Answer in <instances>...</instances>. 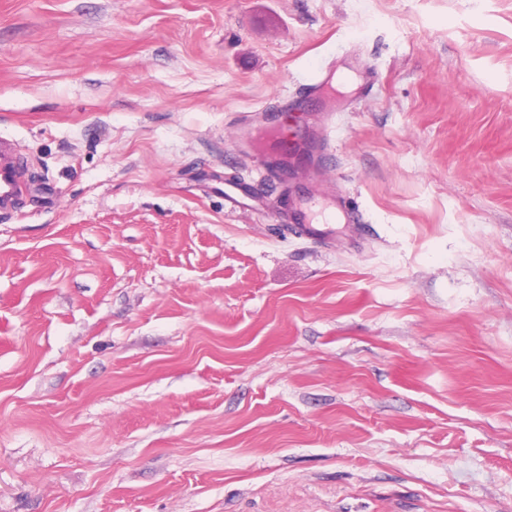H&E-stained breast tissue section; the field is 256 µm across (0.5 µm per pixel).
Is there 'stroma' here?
<instances>
[{
	"label": "stroma",
	"mask_w": 512,
	"mask_h": 512,
	"mask_svg": "<svg viewBox=\"0 0 512 512\" xmlns=\"http://www.w3.org/2000/svg\"><path fill=\"white\" fill-rule=\"evenodd\" d=\"M0 136V512H512V0H0ZM275 137L277 142L273 147L275 153L274 161L269 162L266 158H263V160L271 172L275 176H279L277 165L288 163L289 159L294 158L297 154H301L308 147V142L292 138L288 139V136L283 139L280 131L276 133ZM23 161L13 143L0 139V212L15 209L25 193L19 170ZM246 200L248 202H246ZM263 203V198L254 194L237 184H226L224 186V208L228 211L259 210ZM353 216L336 202V198L325 199L316 193H307L296 201L291 224L305 234H316L313 224H351Z\"/></svg>",
	"instance_id": "stroma-1"
}]
</instances>
